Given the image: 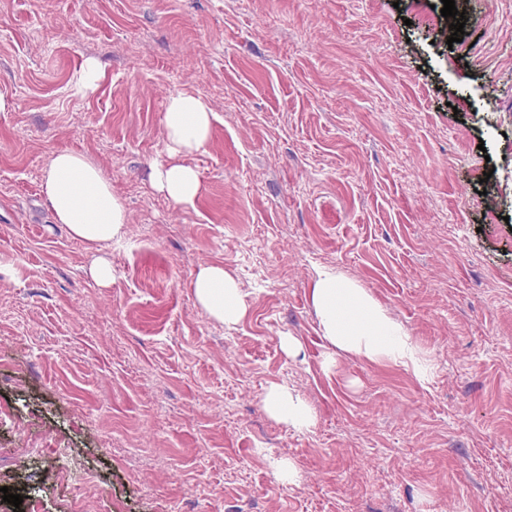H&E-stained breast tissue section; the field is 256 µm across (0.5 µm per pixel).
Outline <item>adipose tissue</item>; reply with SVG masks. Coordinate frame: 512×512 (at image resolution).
Here are the masks:
<instances>
[{
	"label": "adipose tissue",
	"mask_w": 512,
	"mask_h": 512,
	"mask_svg": "<svg viewBox=\"0 0 512 512\" xmlns=\"http://www.w3.org/2000/svg\"><path fill=\"white\" fill-rule=\"evenodd\" d=\"M213 116L211 106L202 98L175 93L168 99L164 131L170 160L157 169L155 184L176 205H193L199 195L197 171L180 158L205 146ZM42 189L57 222L67 225L75 237L100 243L122 236L125 208L113 194L111 183L85 156L68 151L54 154ZM194 288L209 317L228 326L243 317L240 290L223 267L201 265ZM311 301L323 337L333 348L369 361L387 360L427 379L426 360L412 336L355 281L335 268H321L312 282ZM264 407L268 414L297 429L314 422L310 407L285 387L270 388Z\"/></svg>",
	"instance_id": "1"
}]
</instances>
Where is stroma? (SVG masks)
<instances>
[{"label": "stroma", "mask_w": 512, "mask_h": 512, "mask_svg": "<svg viewBox=\"0 0 512 512\" xmlns=\"http://www.w3.org/2000/svg\"><path fill=\"white\" fill-rule=\"evenodd\" d=\"M440 2L0 0V512H512V0H455L454 45ZM177 92L215 114L187 208L154 183ZM61 151L111 181L121 238L56 223ZM204 263L238 324L200 308ZM322 266L427 380L326 365ZM274 385L312 427L270 417ZM195 294L206 314L227 326L237 324L245 305L236 282L222 266L203 264L194 277Z\"/></svg>", "instance_id": "stroma-1"}]
</instances>
